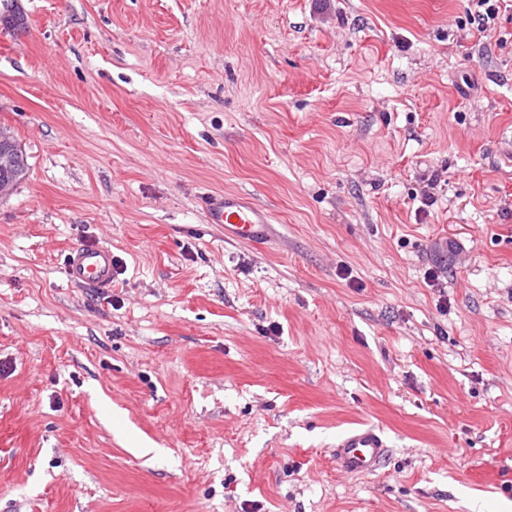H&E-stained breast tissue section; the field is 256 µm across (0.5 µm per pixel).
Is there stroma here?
<instances>
[{
	"label": "stroma",
	"mask_w": 512,
	"mask_h": 512,
	"mask_svg": "<svg viewBox=\"0 0 512 512\" xmlns=\"http://www.w3.org/2000/svg\"><path fill=\"white\" fill-rule=\"evenodd\" d=\"M0 512L512 506V8L20 0ZM210 190L272 209L224 240ZM116 261L105 289L71 247ZM374 427L366 474L337 438ZM504 2L511 1L477 0L476 5L479 8H484V11L477 10L474 13L470 12L469 18L464 23V26L466 25L467 22H469L470 25H475L474 28L479 33H485L487 31H490L491 21H495V19L498 18L501 8L505 7ZM69 280L77 285L108 288L114 279V257L108 247H73L65 258ZM386 441L375 428H360L336 440L332 450L336 465L346 473H363L381 466L386 458Z\"/></svg>",
	"instance_id": "1"
}]
</instances>
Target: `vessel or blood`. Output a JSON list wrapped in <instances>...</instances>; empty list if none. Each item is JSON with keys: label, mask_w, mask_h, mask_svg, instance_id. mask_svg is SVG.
Wrapping results in <instances>:
<instances>
[{"label": "vessel or blood", "mask_w": 512, "mask_h": 512, "mask_svg": "<svg viewBox=\"0 0 512 512\" xmlns=\"http://www.w3.org/2000/svg\"><path fill=\"white\" fill-rule=\"evenodd\" d=\"M206 221L224 228L228 241L265 242L269 237L274 215L253 197L238 191H213L204 200ZM69 280L77 285L108 288L114 278V258L109 248H72L65 258ZM386 441L375 428L348 432L336 441L333 454L337 466L347 473H363L381 466L386 458Z\"/></svg>", "instance_id": "1"}]
</instances>
